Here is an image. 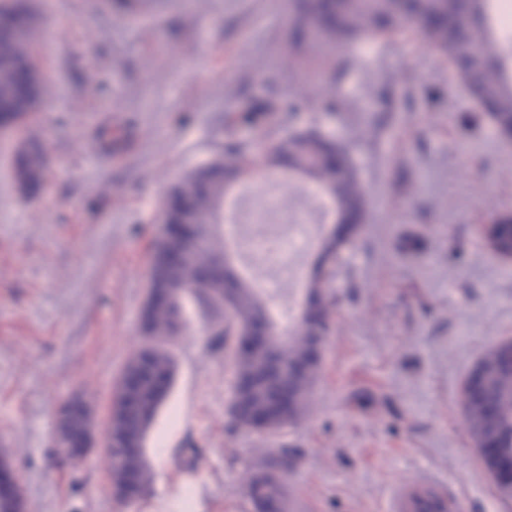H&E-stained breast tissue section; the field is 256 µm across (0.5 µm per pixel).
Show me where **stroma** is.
<instances>
[{"mask_svg":"<svg viewBox=\"0 0 512 512\" xmlns=\"http://www.w3.org/2000/svg\"><path fill=\"white\" fill-rule=\"evenodd\" d=\"M46 94L0 136V448L27 512H256L245 475L297 459L288 512H389L426 472L466 512H512L462 424V385L512 337V261L481 225L512 212V140L451 77L414 24L288 57V0H29ZM309 126L349 147L366 191L363 229L336 270L337 305L303 421L269 436L232 428L224 342L195 303L171 346L175 379L145 441L150 479L113 494L103 448H55L58 407L79 397L102 428L144 344L150 254L168 189L231 143L258 147ZM22 141L49 159L32 193ZM333 226L304 195L273 223ZM247 212L224 201L220 233L244 258Z\"/></svg>","mask_w":512,"mask_h":512,"instance_id":"1","label":"stroma"}]
</instances>
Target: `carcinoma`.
Segmentation results:
<instances>
[{"label":"carcinoma","mask_w":512,"mask_h":512,"mask_svg":"<svg viewBox=\"0 0 512 512\" xmlns=\"http://www.w3.org/2000/svg\"><path fill=\"white\" fill-rule=\"evenodd\" d=\"M296 21L288 34L289 49L301 51L311 37L329 42L352 43L364 38L386 37L400 31L406 15L426 20L420 34L454 66V76L470 96L488 112L496 131L512 135V70L505 64L498 32L492 23V0H293ZM36 18L31 15L25 29L0 26V101L8 110L27 116L37 111L41 97L21 81L28 62ZM264 165L313 180L331 199L335 228L322 244L314 275L307 285L306 308L291 326L283 325L270 336L264 349L246 347L243 329L247 322L274 319L269 299L261 296L251 280L233 270L215 286L203 277L214 258L223 254V238L213 233L206 244L187 250L182 260L164 271L171 295L151 308L142 328L146 343L128 362L126 371L138 374L134 405L121 407L113 427L123 448L107 455L112 486L122 489L127 476L137 478L138 487L129 501H136L149 480L144 459V442L158 410L165 402L174 379V359L167 348L185 327V304L191 300L204 311H224V322L212 328V335L234 339L235 382L246 388L233 390L229 412L237 427L254 428L269 436L303 420L309 413L311 397L319 378L322 358L313 344L327 338L332 313L331 283L350 240L341 234L345 215L365 217L366 195L349 152L323 140L315 130L292 133L264 144ZM224 164L246 180L252 173L253 158L245 148L225 150L213 164ZM20 185L32 190L46 175L43 149L36 143L23 145L16 160ZM231 184L212 169L197 168L170 189L169 198L188 202V209L173 208L164 213L168 224L199 227L216 221ZM276 358L281 372L266 380L263 372L267 355ZM483 374V402L461 403L465 429L479 449L498 446L505 457L512 456V369L500 365L499 351L492 347L476 362ZM284 458L272 457L246 476L248 496L257 509L286 508Z\"/></svg>","instance_id":"carcinoma-1"}]
</instances>
